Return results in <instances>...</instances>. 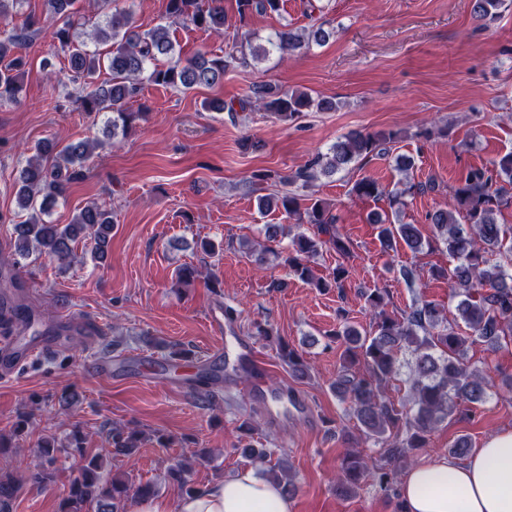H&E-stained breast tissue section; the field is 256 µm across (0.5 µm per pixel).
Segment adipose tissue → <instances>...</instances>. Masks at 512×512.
<instances>
[{
  "mask_svg": "<svg viewBox=\"0 0 512 512\" xmlns=\"http://www.w3.org/2000/svg\"><path fill=\"white\" fill-rule=\"evenodd\" d=\"M400 500L405 512H512V430L492 435L465 460L443 457L412 467ZM134 512H290V504L278 485L245 472L174 504L139 500Z\"/></svg>",
  "mask_w": 512,
  "mask_h": 512,
  "instance_id": "ef3b65f1",
  "label": "adipose tissue"
}]
</instances>
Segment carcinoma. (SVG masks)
<instances>
[{
    "instance_id": "obj_1",
    "label": "carcinoma",
    "mask_w": 512,
    "mask_h": 512,
    "mask_svg": "<svg viewBox=\"0 0 512 512\" xmlns=\"http://www.w3.org/2000/svg\"><path fill=\"white\" fill-rule=\"evenodd\" d=\"M80 0H42L41 12L29 13L21 27L0 32V103L16 102L23 90L22 76L26 72L27 50L49 28L53 41L65 52L68 70L58 79L62 85L73 86L79 108L89 115L106 113L112 125V135L126 133L142 118L143 113L131 112L128 102L141 91L144 82L176 89L182 93L200 87H212L224 80V75L253 62L267 59L272 53L291 54L322 44L332 32L318 26L307 36L283 26L266 43L250 39L235 41L221 56L199 52L186 60L176 50L170 37L171 25L181 23L214 33L224 29V0H167L168 22L150 30L134 24L126 10H112L114 0H92L100 20L93 28L92 39L111 43L105 52L90 49L81 40V29L88 18ZM239 21L256 14L277 13L281 0H236ZM505 0H472V12L480 20L497 14ZM112 78L97 83L102 69ZM332 111L338 103L326 98L315 99L308 93L286 90L271 82H259L238 104H226L214 99L206 108L214 112L263 110L276 120L291 122L311 108ZM398 141L395 131L374 133L350 132L334 143L329 152L314 157L304 167L287 175L272 172L253 174L258 182L274 181L284 186L298 185L309 189L318 176H329L356 160H365L390 152ZM100 147L93 139H76L64 145L41 141L34 155L19 161V188L16 205L26 218L17 221L0 213L1 224L13 225L15 255L25 259L30 248L59 262L69 263L73 244L87 240L93 260L104 258L105 248L113 229L112 212L97 204L82 208L69 224H53L44 219L49 210L64 197L68 185L84 176L86 162ZM433 182L404 183V187L386 191L376 179L362 177L355 181L351 193L358 198L377 200L387 196L391 212L376 213L371 222L379 225L378 237L385 251L396 250L402 242L414 254L433 245H443L455 266L449 270L433 267L434 278H448L452 297L461 324L448 323L440 307L416 298L410 311L392 317L384 310L387 290L373 288L364 293L365 307L374 314L370 328H359L344 318L328 332L332 340L344 346L343 365L332 388L340 400L349 404L366 439L380 446L383 464L372 470L364 458L348 454L341 464L339 495L349 497L361 483L373 480L384 488L391 487L398 472L411 465L412 451L428 446V435L442 422L456 415L472 414L485 402L493 384L488 375L472 368L467 361V344L483 342L491 349L512 340V259L503 263L491 256L502 255L506 233L497 223V214L512 207V152L500 156L492 168L471 169L465 179L453 188V208L437 210L428 220L434 224L432 240L422 236L414 224L399 222V214L408 204L407 197L435 190ZM262 210H281L286 217L307 230L294 234L291 250L285 258L289 270L299 279L326 290L342 288L349 277L348 267L340 264L327 277H315L311 261L329 246L341 256L353 252L352 241L336 227L337 217L329 204L311 195L285 191L263 198ZM279 356L291 375L304 378L309 366L303 357L278 339ZM408 349L414 356L409 363L408 402L404 412L397 409L385 395L392 378L400 374L398 352ZM195 383L202 387L198 398L214 402L219 395L210 389L212 377L202 368ZM142 445L141 433L121 426L112 428V456L130 457ZM57 441L52 435L41 437L38 462L30 472V480L49 485L56 479L55 454ZM21 488L11 474L0 472V512H12L13 502ZM156 494L155 487L141 484L131 488L127 481L103 476V457L87 459L70 485L60 512H83L86 504L95 505V512H119L118 503Z\"/></svg>"
}]
</instances>
